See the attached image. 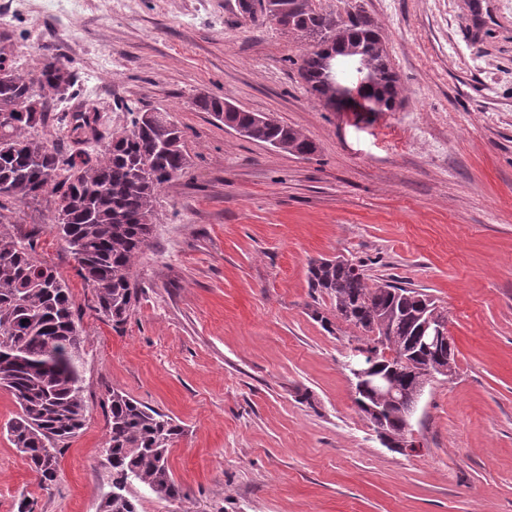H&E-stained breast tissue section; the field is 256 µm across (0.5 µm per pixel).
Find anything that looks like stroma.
Listing matches in <instances>:
<instances>
[{
    "mask_svg": "<svg viewBox=\"0 0 512 512\" xmlns=\"http://www.w3.org/2000/svg\"><path fill=\"white\" fill-rule=\"evenodd\" d=\"M359 6L399 80L393 112L324 105L299 67L307 40L261 0H131L115 17L87 0L69 23L41 0H0L17 61L54 55L76 77L60 121L129 127V107L169 113L190 165L158 192L134 282L113 329L93 309L54 204L15 203L22 232L73 296L82 330L87 422L40 489L0 431V512L21 494L36 512H96L112 488L107 391L118 388L183 429L169 465L180 499L132 483L138 512H512V0H312ZM218 96L291 126L314 145L292 155L198 111ZM342 255L368 278L424 289L448 315L455 372L427 386L411 420L417 448H386L344 367L354 326L314 293L312 260Z\"/></svg>",
    "mask_w": 512,
    "mask_h": 512,
    "instance_id": "35a3bbf8",
    "label": "stroma"
}]
</instances>
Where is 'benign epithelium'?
<instances>
[{
	"label": "benign epithelium",
	"instance_id": "benign-epithelium-1",
	"mask_svg": "<svg viewBox=\"0 0 512 512\" xmlns=\"http://www.w3.org/2000/svg\"><path fill=\"white\" fill-rule=\"evenodd\" d=\"M365 335L371 343L354 345L345 363L354 397L368 399L364 403L366 414L380 440L395 451L405 452L417 447L409 430L410 419L425 388L438 377L454 372L447 313L438 308L432 310L414 337V347L425 354L427 361L421 369L410 361L412 349H392V337L376 330Z\"/></svg>",
	"mask_w": 512,
	"mask_h": 512
}]
</instances>
